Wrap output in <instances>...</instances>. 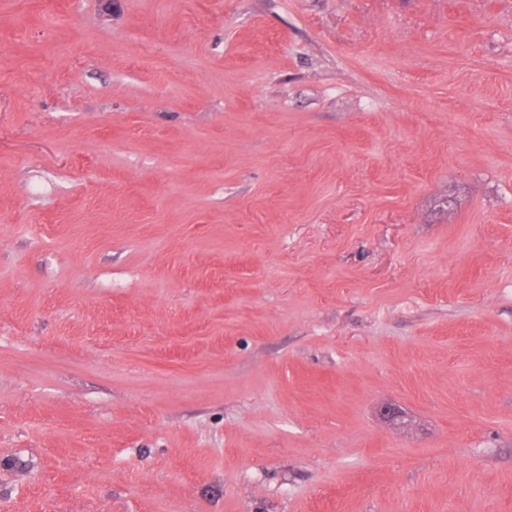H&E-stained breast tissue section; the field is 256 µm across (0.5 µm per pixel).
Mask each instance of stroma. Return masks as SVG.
I'll list each match as a JSON object with an SVG mask.
<instances>
[{"label": "stroma", "instance_id": "1", "mask_svg": "<svg viewBox=\"0 0 512 512\" xmlns=\"http://www.w3.org/2000/svg\"><path fill=\"white\" fill-rule=\"evenodd\" d=\"M0 512H512V0H0Z\"/></svg>", "mask_w": 512, "mask_h": 512}]
</instances>
